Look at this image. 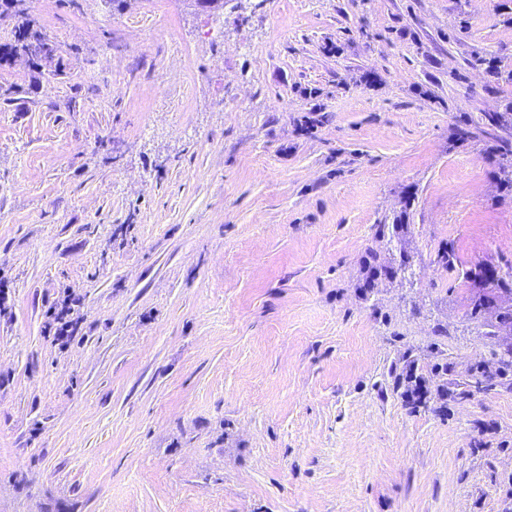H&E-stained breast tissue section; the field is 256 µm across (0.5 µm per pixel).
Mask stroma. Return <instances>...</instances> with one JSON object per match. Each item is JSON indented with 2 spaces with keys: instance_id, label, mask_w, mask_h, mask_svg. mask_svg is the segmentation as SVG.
<instances>
[{
  "instance_id": "1",
  "label": "stroma",
  "mask_w": 512,
  "mask_h": 512,
  "mask_svg": "<svg viewBox=\"0 0 512 512\" xmlns=\"http://www.w3.org/2000/svg\"><path fill=\"white\" fill-rule=\"evenodd\" d=\"M26 7L64 72L0 67V512H512L461 277L512 271V0ZM402 382H405L404 393L411 400L424 404L429 396V391L427 387V381L422 374H417V367L411 370H407L401 378Z\"/></svg>"
}]
</instances>
